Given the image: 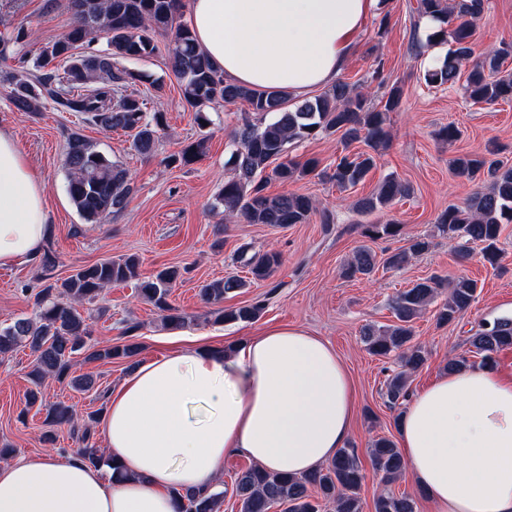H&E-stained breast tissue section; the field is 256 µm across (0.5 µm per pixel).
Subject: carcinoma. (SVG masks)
<instances>
[{
  "mask_svg": "<svg viewBox=\"0 0 512 512\" xmlns=\"http://www.w3.org/2000/svg\"><path fill=\"white\" fill-rule=\"evenodd\" d=\"M182 0H69L72 13L67 30L39 49L32 66L5 71L0 82L7 85L9 100L18 112H40L52 102L69 112H79L104 131L125 130L133 133L136 152L148 155L155 149L159 132L165 126L162 112H150L147 99L130 86L140 74L120 65L122 60L149 59L157 52L156 37L169 41L166 65L179 83L182 99L205 124L206 113L220 107L241 104L234 129L236 146L232 154L233 176L224 181L218 199L224 214L236 216L248 224L286 227L306 224L317 211L313 199L297 192L271 196L267 185L275 180L294 183L313 174L320 161L310 158L302 163L288 157L289 146L320 134L341 133L346 144L362 141L372 152L345 154L336 159L330 179L341 189L356 186L375 166V153L388 141L389 113L399 109L403 91L391 87L377 104L347 82L337 81L322 93L292 107L291 94L282 91L264 93L230 82L198 48L191 28L183 20ZM485 0H417L415 12L420 19L440 23L429 40L448 42L451 48L443 61L426 71L424 79L432 87L452 86L459 79L460 68L470 63L465 92L475 103L496 104L512 100V71L504 63L512 57V41H503L491 52L474 56V34L483 16ZM106 39V49L79 52L98 37ZM32 32L20 27L0 40V56L12 54L27 62V46ZM64 64L63 76L55 75V66ZM198 141L169 157V163L185 166L203 151ZM493 145L483 153L460 155L452 160L456 176L478 182V188L462 207L450 206L436 219V228L452 238L462 240L460 253L468 255L469 245L481 246L483 259L492 267L500 264L503 253L498 247L502 225L512 222V167L489 156L496 154ZM65 167L67 192L83 218L96 222L121 211L134 192L127 170L96 151L78 132L68 137ZM409 194V188L394 175L386 177L371 195L356 201L360 212L387 208ZM401 226L390 220L384 224H365L362 235L371 240L395 237ZM426 237L409 240L408 246L389 255V267H401L429 250ZM44 288L37 296L35 319L21 318L0 326V356L27 343L35 355L29 373L33 388L26 395V408H46L43 440L52 442L51 428L67 424L78 444L77 455L97 467L104 462L90 443L89 425L80 429L74 424L70 408L62 405L45 407L39 387L50 374L57 381L88 390L91 379L71 376L74 356L85 354L88 361L110 363L132 361L139 344L129 342L98 349L88 347L89 329L81 305L94 301L103 288L132 280L138 281L139 295L150 302L170 329L183 327L189 315L169 302L172 288L180 278L176 267H165L152 277L139 279V261L130 255L82 266L61 281L53 280L56 256L46 248L39 257ZM376 255L359 247L342 268V276L371 274ZM251 280L230 275L202 285L200 295L207 304L218 308L209 311L215 323H249L257 320L267 306V295L256 296L240 307L224 308V296L247 288L253 282L271 279L280 266L275 252H255L246 259ZM442 282L430 277L403 290L392 300L397 323L387 327H368L363 332L367 350L387 358L400 353L405 370L388 377L384 398L389 408L400 407L410 393L406 370H415L425 361L422 349L412 344L413 321L435 302ZM477 283L465 276L448 282V299L436 312L437 322L448 324L461 318L475 300ZM468 343L482 356V364H494V354L512 347V316L483 322ZM371 461L381 474L384 485L396 481L406 469V461L394 441L386 436L376 439L370 449ZM364 480L360 462L352 448H341L333 460L309 473L289 475L273 473L253 465L238 474L233 494L238 512H323L332 504L336 512H363L359 490ZM178 512H219L224 490L212 492L187 490L177 494ZM374 512H415V501L383 490L373 501Z\"/></svg>",
  "mask_w": 512,
  "mask_h": 512,
  "instance_id": "cac0c4a2",
  "label": "carcinoma"
}]
</instances>
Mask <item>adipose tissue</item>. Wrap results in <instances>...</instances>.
<instances>
[{"instance_id": "ef3b65f1", "label": "adipose tissue", "mask_w": 512, "mask_h": 512, "mask_svg": "<svg viewBox=\"0 0 512 512\" xmlns=\"http://www.w3.org/2000/svg\"><path fill=\"white\" fill-rule=\"evenodd\" d=\"M377 0H190L197 45L228 81L302 97L346 67ZM44 185L0 128V266L34 258L51 234ZM356 415L335 349L270 328L219 350L146 361L108 396L106 461L52 454L0 466V512H177L176 495L213 489L241 452L301 474L345 447ZM398 448L429 512H512V378L491 367L439 376L407 406Z\"/></svg>"}]
</instances>
